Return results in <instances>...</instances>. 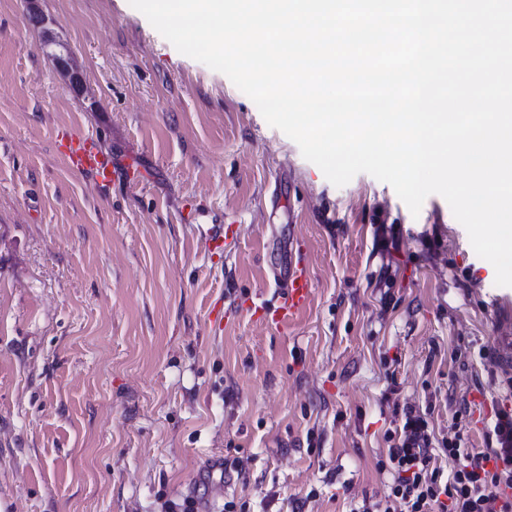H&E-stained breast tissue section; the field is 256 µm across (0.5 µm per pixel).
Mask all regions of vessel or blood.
I'll return each mask as SVG.
<instances>
[{
  "label": "vessel or blood",
  "mask_w": 512,
  "mask_h": 512,
  "mask_svg": "<svg viewBox=\"0 0 512 512\" xmlns=\"http://www.w3.org/2000/svg\"><path fill=\"white\" fill-rule=\"evenodd\" d=\"M59 149L72 170L90 175L99 188H108L118 173L112 157L93 140L73 137L61 142ZM274 286L275 300L260 301L257 311L264 321L278 326L299 316L311 299L314 283L307 257L301 253L292 255L283 272L276 276Z\"/></svg>",
  "instance_id": "b4317fda"
}]
</instances>
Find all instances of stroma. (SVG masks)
<instances>
[{"label":"stroma","instance_id":"35a3bbf8","mask_svg":"<svg viewBox=\"0 0 512 512\" xmlns=\"http://www.w3.org/2000/svg\"><path fill=\"white\" fill-rule=\"evenodd\" d=\"M37 7L0 0V512H356L408 406L485 448L512 411V287L442 196L415 215L369 174L334 186L129 0ZM71 136L113 155L108 190L67 167ZM297 248L312 300L261 323Z\"/></svg>","mask_w":512,"mask_h":512}]
</instances>
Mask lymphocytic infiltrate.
Masks as SVG:
<instances>
[{
	"mask_svg": "<svg viewBox=\"0 0 512 512\" xmlns=\"http://www.w3.org/2000/svg\"><path fill=\"white\" fill-rule=\"evenodd\" d=\"M496 444L477 450L464 447L463 432L444 441L453 463L449 476L435 464L433 436L424 414L405 407L402 427L386 450L379 471L389 472L390 491L384 499L364 501L360 512H512V413L498 411L493 425Z\"/></svg>",
	"mask_w": 512,
	"mask_h": 512,
	"instance_id": "obj_1",
	"label": "lymphocytic infiltrate"
}]
</instances>
